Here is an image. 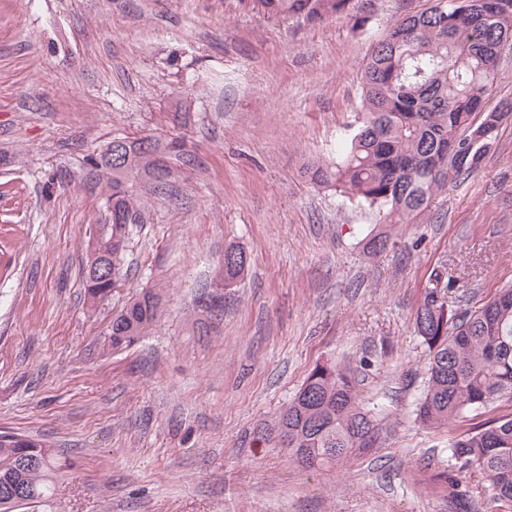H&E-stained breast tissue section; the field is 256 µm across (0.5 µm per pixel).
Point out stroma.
I'll return each instance as SVG.
<instances>
[{
	"label": "stroma",
	"instance_id": "stroma-1",
	"mask_svg": "<svg viewBox=\"0 0 512 512\" xmlns=\"http://www.w3.org/2000/svg\"><path fill=\"white\" fill-rule=\"evenodd\" d=\"M433 0H353L320 22L239 0H0V433L56 458L35 512H499L442 480L451 439L512 413L415 420L431 276L478 298L512 284V118L481 168L369 254L378 210L315 183L339 161L376 43ZM116 137L179 138L163 193L144 182L122 275L96 308L83 272ZM250 256L221 282L224 250ZM159 318L105 344L141 291ZM360 366L373 443L305 469L252 429L324 361Z\"/></svg>",
	"mask_w": 512,
	"mask_h": 512
}]
</instances>
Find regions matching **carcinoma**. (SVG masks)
<instances>
[{"label": "carcinoma", "mask_w": 512, "mask_h": 512, "mask_svg": "<svg viewBox=\"0 0 512 512\" xmlns=\"http://www.w3.org/2000/svg\"><path fill=\"white\" fill-rule=\"evenodd\" d=\"M269 18L298 16L319 21L349 11L351 0H259ZM512 40V0H435L404 17L374 47L362 73L361 112L340 163L314 167L319 184H332L371 208L386 211L389 224H405L424 210L448 182L478 169L495 144L497 123L512 102L488 111L486 100L498 76L501 47ZM457 147L453 155L448 149ZM183 144L161 146L143 138L129 142V165L106 160L112 224L102 240L112 255L110 282L85 277L89 307L119 282L132 226L143 208L129 186L141 178L159 189L171 176L163 160ZM249 266L243 248L224 250L222 280L232 286ZM460 287L443 274L433 276L415 315V330L427 351L425 390L416 419L429 427L447 425L464 412L499 398L512 400V286L478 305L459 300ZM158 294L134 298L112 320L107 344L133 346L157 320ZM377 431L360 402L354 370L335 362L316 365L295 397L271 421L251 434V444L274 448L288 434V455L305 468L346 460L373 442ZM448 486L485 476L495 503L512 509V415L457 436L450 445ZM51 450L22 434H0V512L37 505L50 498Z\"/></svg>", "instance_id": "obj_1"}]
</instances>
